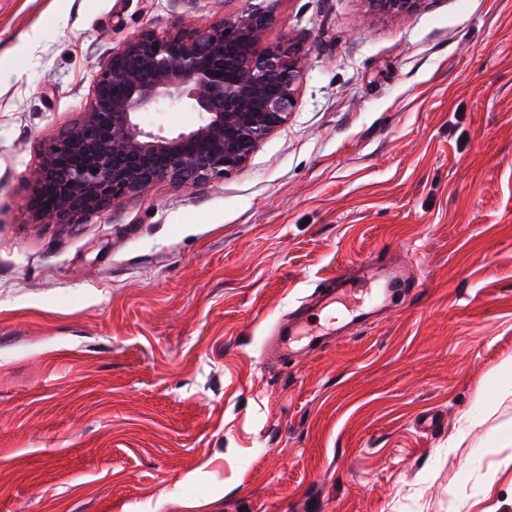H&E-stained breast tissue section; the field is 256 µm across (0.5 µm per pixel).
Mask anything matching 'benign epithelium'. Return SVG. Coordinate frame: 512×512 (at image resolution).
I'll return each mask as SVG.
<instances>
[{
    "label": "benign epithelium",
    "mask_w": 512,
    "mask_h": 512,
    "mask_svg": "<svg viewBox=\"0 0 512 512\" xmlns=\"http://www.w3.org/2000/svg\"><path fill=\"white\" fill-rule=\"evenodd\" d=\"M278 0H245L220 24L137 34L96 76L87 109L42 149L28 206L37 224H81L159 182L184 189L244 167L298 103L301 61L291 47L258 42ZM403 17L421 0H367ZM179 110L184 130H151L143 116Z\"/></svg>",
    "instance_id": "obj_1"
}]
</instances>
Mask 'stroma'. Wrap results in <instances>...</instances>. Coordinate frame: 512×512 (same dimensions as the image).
<instances>
[{"instance_id": "1", "label": "stroma", "mask_w": 512, "mask_h": 512, "mask_svg": "<svg viewBox=\"0 0 512 512\" xmlns=\"http://www.w3.org/2000/svg\"><path fill=\"white\" fill-rule=\"evenodd\" d=\"M242 6L0 0V512H512V0H279L298 104L243 169L33 223L112 51ZM371 260L408 283L383 312L267 353ZM372 12L391 17H403L413 12L421 0H367ZM308 307L297 308L292 318L288 320V326L281 336L276 338V348L278 349L279 358L287 360L293 351L291 344L293 343V336L307 335V336H327L336 335V329L329 333L312 334L308 330Z\"/></svg>"}]
</instances>
